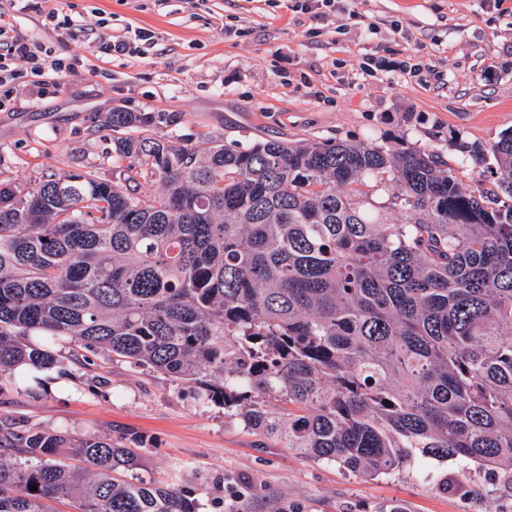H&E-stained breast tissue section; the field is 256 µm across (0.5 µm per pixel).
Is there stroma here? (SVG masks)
<instances>
[{"instance_id": "obj_1", "label": "stroma", "mask_w": 512, "mask_h": 512, "mask_svg": "<svg viewBox=\"0 0 512 512\" xmlns=\"http://www.w3.org/2000/svg\"><path fill=\"white\" fill-rule=\"evenodd\" d=\"M66 35L37 0H0L17 34L75 61L74 72L24 76L0 103V180L30 187L76 163L109 173L120 109L174 112L199 151L211 136L357 140L438 155L472 188L483 155L512 130V0H343L318 17L299 0H63ZM376 32H369V25ZM151 33L136 41L137 30ZM133 40L105 56L99 39ZM420 68L403 77L393 61ZM173 129L158 128L161 137ZM40 387L0 386V422L17 430L99 435L136 449V476L185 488L199 512H485L512 494L485 471L452 495L404 470L371 479L310 460L203 403L194 386L62 340Z\"/></svg>"}]
</instances>
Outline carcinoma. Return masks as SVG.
Wrapping results in <instances>:
<instances>
[{
    "instance_id": "carcinoma-1",
    "label": "carcinoma",
    "mask_w": 512,
    "mask_h": 512,
    "mask_svg": "<svg viewBox=\"0 0 512 512\" xmlns=\"http://www.w3.org/2000/svg\"><path fill=\"white\" fill-rule=\"evenodd\" d=\"M178 123L114 110L117 175L0 182V380L27 388L17 367L59 363L27 338H66L316 462L377 477L451 459L438 490L475 463L512 492V131L490 147V193L419 149L217 138L202 157L190 135L153 136ZM367 177L396 183L385 207L336 191ZM137 465L107 437L0 424V512H197L121 479Z\"/></svg>"
}]
</instances>
